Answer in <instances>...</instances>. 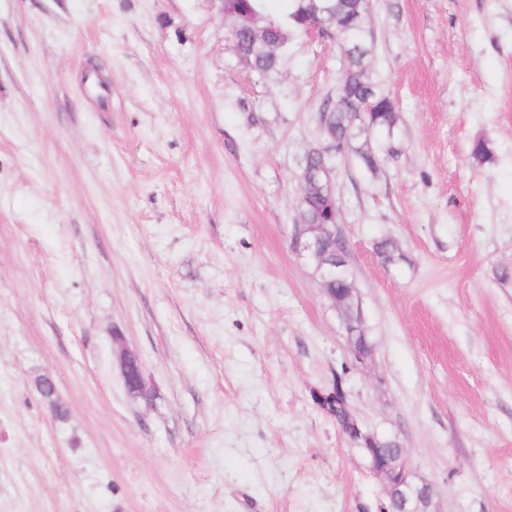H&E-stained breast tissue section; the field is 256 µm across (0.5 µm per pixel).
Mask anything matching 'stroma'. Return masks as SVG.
<instances>
[{"label": "stroma", "mask_w": 512, "mask_h": 512, "mask_svg": "<svg viewBox=\"0 0 512 512\" xmlns=\"http://www.w3.org/2000/svg\"><path fill=\"white\" fill-rule=\"evenodd\" d=\"M365 26L398 120L395 157L336 166L361 368L291 249L340 45L297 36L266 79L212 0H0V512H380L313 400L338 380L441 512H512V0Z\"/></svg>", "instance_id": "obj_1"}]
</instances>
